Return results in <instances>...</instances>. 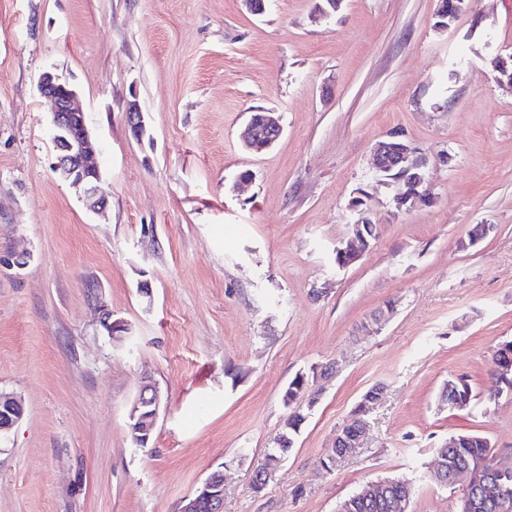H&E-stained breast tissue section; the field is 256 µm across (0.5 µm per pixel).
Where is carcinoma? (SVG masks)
<instances>
[{"instance_id":"1","label":"carcinoma","mask_w":512,"mask_h":512,"mask_svg":"<svg viewBox=\"0 0 512 512\" xmlns=\"http://www.w3.org/2000/svg\"><path fill=\"white\" fill-rule=\"evenodd\" d=\"M453 0H440L435 14V24L452 25L461 9L452 7ZM495 375L505 388L512 391V349L505 354L498 351L495 359ZM474 395L468 380H448V390L442 396V401L453 409L459 403L471 406ZM302 422V417L293 415L284 425L280 436L279 447L274 449V455L285 454L293 446L294 435ZM495 455L487 439L475 433H461L448 438V447L440 450L439 457L433 467L430 478L436 484H441L439 477L449 476L456 469L469 471L470 487L482 500V506L477 512H499L498 501L502 498L512 500V471L502 472L492 477L488 474L484 462ZM383 493L373 499L361 497L356 492L343 500L338 506L339 512H397L398 501L413 495L409 484L395 478L384 479Z\"/></svg>"}]
</instances>
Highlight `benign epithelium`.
<instances>
[{"mask_svg":"<svg viewBox=\"0 0 512 512\" xmlns=\"http://www.w3.org/2000/svg\"><path fill=\"white\" fill-rule=\"evenodd\" d=\"M39 90L41 95L50 99L54 105L51 115V138L56 152L53 170L68 181L81 195L86 206L94 211L104 210L108 205V192L104 187L99 169L92 162L96 153V143L87 127L85 113L76 104V92L72 86L59 76L50 72L43 74ZM268 139L261 149L271 147L281 137L283 128L279 122L266 112H258ZM126 121L136 138L145 132L144 115L137 100L128 101ZM431 158L419 152L407 141L393 145L386 139L379 142L373 154V166L377 178L386 177L390 171H396L393 180L403 183L406 190L394 198L396 209H409L420 206L430 200L427 188V172ZM379 234L377 225L367 217L366 210L358 211V218L352 225V236L337 246V251L356 261L365 252ZM100 325L113 339L123 340L128 325L122 320L112 319V312L105 310L100 317ZM163 404L161 390L152 383L142 386L138 396L132 402L129 413V427L134 444L145 448ZM23 416L20 400L0 391V436L7 434ZM462 485L457 500L456 512H475V500L471 497L469 481L465 473L459 472L451 479V485ZM181 512H224V473L217 471L205 479L185 500Z\"/></svg>","mask_w":512,"mask_h":512,"instance_id":"7a95c632","label":"benign epithelium"}]
</instances>
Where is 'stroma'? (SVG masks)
Segmentation results:
<instances>
[{
    "mask_svg": "<svg viewBox=\"0 0 512 512\" xmlns=\"http://www.w3.org/2000/svg\"><path fill=\"white\" fill-rule=\"evenodd\" d=\"M319 3L0 0V390L24 409L0 439V512H179L216 470L224 512H336L385 477L413 487L410 512H454L429 477L450 435L512 465V392L491 374L512 341V87L488 63L512 55V0H468L443 31L438 0ZM47 72L78 93L104 213L53 171ZM257 110L283 126L260 152L239 139ZM393 132L435 156L430 205L396 210L400 184H376ZM361 189L380 234L342 268ZM475 224L491 230L473 245ZM460 375L475 400L455 411L438 399ZM147 379L166 402L139 448L128 411ZM376 385L360 448L331 460Z\"/></svg>",
    "mask_w": 512,
    "mask_h": 512,
    "instance_id": "stroma-1",
    "label": "stroma"
}]
</instances>
